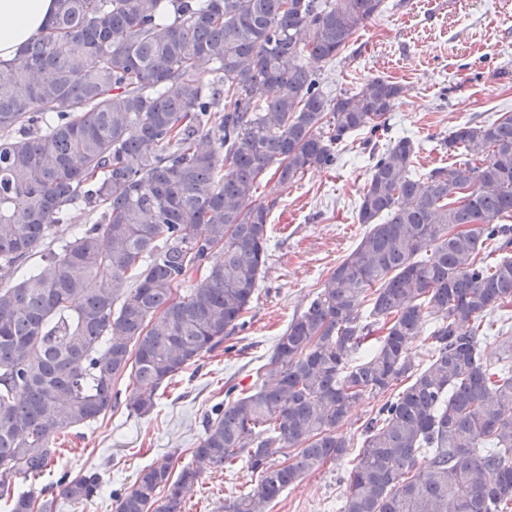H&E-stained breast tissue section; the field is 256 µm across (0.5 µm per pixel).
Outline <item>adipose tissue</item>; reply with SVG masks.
<instances>
[{
    "mask_svg": "<svg viewBox=\"0 0 512 512\" xmlns=\"http://www.w3.org/2000/svg\"><path fill=\"white\" fill-rule=\"evenodd\" d=\"M55 0H0V59L41 35Z\"/></svg>",
    "mask_w": 512,
    "mask_h": 512,
    "instance_id": "1",
    "label": "adipose tissue"
}]
</instances>
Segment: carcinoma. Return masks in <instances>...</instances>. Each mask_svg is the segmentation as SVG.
Masks as SVG:
<instances>
[{
  "label": "carcinoma",
  "mask_w": 512,
  "mask_h": 512,
  "mask_svg": "<svg viewBox=\"0 0 512 512\" xmlns=\"http://www.w3.org/2000/svg\"><path fill=\"white\" fill-rule=\"evenodd\" d=\"M56 4L0 60V502L55 512L16 480L51 467L59 435L121 405L150 415L244 330L277 203L258 198L265 175L285 189L366 130L362 238L277 337L261 383L226 378L193 460L145 466L113 512H183L204 473L238 460L259 483L224 512H266L346 456L349 411L372 398L336 512H512V113L457 125L439 146L459 160L418 179L412 138L373 141L400 85L331 96L321 78L388 0ZM78 201L98 218L56 241ZM428 321L421 368L411 345ZM99 488L89 471L58 496Z\"/></svg>",
  "instance_id": "cac0c4a2"
}]
</instances>
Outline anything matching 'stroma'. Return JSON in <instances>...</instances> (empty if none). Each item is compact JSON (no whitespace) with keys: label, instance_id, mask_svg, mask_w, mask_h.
I'll return each instance as SVG.
<instances>
[{"label":"stroma","instance_id":"stroma-1","mask_svg":"<svg viewBox=\"0 0 512 512\" xmlns=\"http://www.w3.org/2000/svg\"><path fill=\"white\" fill-rule=\"evenodd\" d=\"M371 76L404 89L381 144L401 136L419 143L413 170L418 177L451 164L437 146L439 138L458 124L512 112V0H405L362 28L322 70L325 87L335 94ZM366 137V131L354 132L337 165L309 170L278 191L270 214L266 277L245 316V329L232 339L233 352L204 354L149 416L136 418L120 409L69 432L50 472L36 483H23V490L38 493L61 476L94 470L101 476L98 496L79 503L58 500L56 512H112L114 499L146 465L163 456L178 466L190 461L204 433V416L224 400L225 376L235 375L246 389L255 384L276 336L362 236L358 203L370 173ZM371 410L368 402L352 407L344 427L353 444L347 458L306 475L270 512H336ZM257 484V474L241 466L206 472L184 512H221L225 500Z\"/></svg>","mask_w":512,"mask_h":512}]
</instances>
